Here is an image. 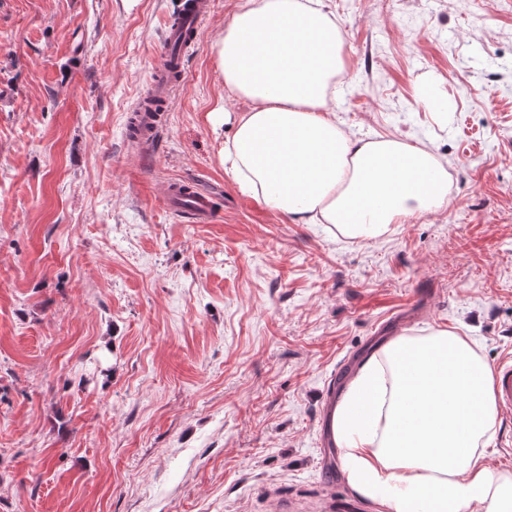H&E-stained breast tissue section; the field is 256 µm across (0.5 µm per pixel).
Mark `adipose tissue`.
<instances>
[{
	"label": "adipose tissue",
	"instance_id": "ef3b65f1",
	"mask_svg": "<svg viewBox=\"0 0 512 512\" xmlns=\"http://www.w3.org/2000/svg\"><path fill=\"white\" fill-rule=\"evenodd\" d=\"M343 32L321 0H244L216 53L225 87L250 100L221 152L245 192L295 224L374 239L445 208L448 172L426 146L366 140L336 123ZM492 369L472 341L441 327L396 336L369 356L335 410L342 475L383 512H512V472L491 468Z\"/></svg>",
	"mask_w": 512,
	"mask_h": 512
}]
</instances>
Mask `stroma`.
I'll use <instances>...</instances> for the list:
<instances>
[{"label": "stroma", "instance_id": "1", "mask_svg": "<svg viewBox=\"0 0 512 512\" xmlns=\"http://www.w3.org/2000/svg\"><path fill=\"white\" fill-rule=\"evenodd\" d=\"M210 0L162 140L131 143L178 0H0V512H379L324 482L332 374L382 329L512 353V0H322L336 120L426 145L446 209L361 242L294 224L221 151L249 101ZM447 101L425 109L426 95ZM218 192L190 224L166 183Z\"/></svg>", "mask_w": 512, "mask_h": 512}]
</instances>
